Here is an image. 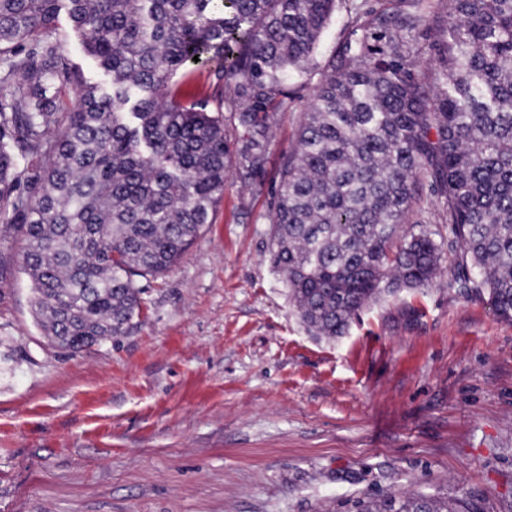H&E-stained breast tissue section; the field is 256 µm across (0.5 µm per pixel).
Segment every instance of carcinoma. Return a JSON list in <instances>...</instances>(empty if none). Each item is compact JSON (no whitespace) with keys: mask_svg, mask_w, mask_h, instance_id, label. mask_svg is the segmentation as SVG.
I'll return each mask as SVG.
<instances>
[{"mask_svg":"<svg viewBox=\"0 0 512 512\" xmlns=\"http://www.w3.org/2000/svg\"><path fill=\"white\" fill-rule=\"evenodd\" d=\"M66 2L87 53L112 76L88 83L61 50ZM0 0V228L24 237L33 303L54 345L121 336L138 279L195 241L233 167L267 176L274 115L317 78L295 153L273 174L271 261L317 337L345 336L384 295L449 286L488 293L512 322V0ZM351 17L314 63L334 12ZM433 52L416 72L417 38ZM198 60H193V57ZM215 66V112L187 105L173 75ZM424 178L445 231L398 235ZM391 496L361 512H415ZM425 512H478L464 498Z\"/></svg>","mask_w":512,"mask_h":512,"instance_id":"1","label":"carcinoma"}]
</instances>
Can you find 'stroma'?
Wrapping results in <instances>:
<instances>
[{"label": "stroma", "instance_id": "1", "mask_svg": "<svg viewBox=\"0 0 512 512\" xmlns=\"http://www.w3.org/2000/svg\"><path fill=\"white\" fill-rule=\"evenodd\" d=\"M57 30L110 89L67 13ZM173 83L215 108L209 68ZM275 121L271 171L301 106ZM272 197L228 171L210 224L142 281L128 332L75 353L37 323L22 237L0 231V512H355L411 491L512 512V323L444 267L347 336H312L270 260ZM446 219L423 180L400 230Z\"/></svg>", "mask_w": 512, "mask_h": 512}]
</instances>
